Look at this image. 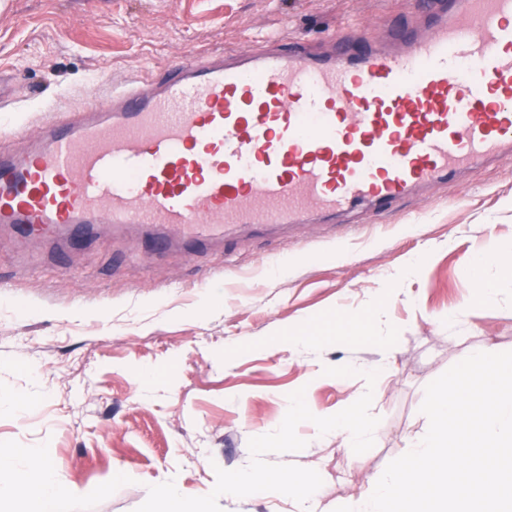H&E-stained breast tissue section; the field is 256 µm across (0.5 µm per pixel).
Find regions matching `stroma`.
Here are the masks:
<instances>
[{
	"label": "stroma",
	"mask_w": 512,
	"mask_h": 512,
	"mask_svg": "<svg viewBox=\"0 0 512 512\" xmlns=\"http://www.w3.org/2000/svg\"><path fill=\"white\" fill-rule=\"evenodd\" d=\"M413 0H0V124L21 125L108 100L113 85L161 77L196 56H231L277 38L322 53L334 38L391 45L427 25ZM104 77L94 86L95 77ZM152 231L101 225L84 239L23 238L0 224V448H32L75 488L65 512H136L149 486L210 493L216 469L251 461L288 396L330 416L360 372L384 364L372 403L378 437L361 457L338 442L274 453L271 464L327 477L342 503L403 455L427 418L426 386L491 342L512 350V275L496 301L473 303L465 265L512 248V159L435 185L388 212L291 230L263 227L195 247L150 248ZM424 259L420 277L388 275ZM469 311H462V304ZM315 345L289 346L334 312ZM391 340L383 351L379 337ZM350 365L353 377L324 375ZM124 468L112 482L115 468Z\"/></svg>",
	"instance_id": "obj_1"
}]
</instances>
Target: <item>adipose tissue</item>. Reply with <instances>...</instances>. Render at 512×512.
<instances>
[{
    "instance_id": "ef3b65f1",
    "label": "adipose tissue",
    "mask_w": 512,
    "mask_h": 512,
    "mask_svg": "<svg viewBox=\"0 0 512 512\" xmlns=\"http://www.w3.org/2000/svg\"><path fill=\"white\" fill-rule=\"evenodd\" d=\"M512 271V249L494 247L463 270L474 289V299L489 302L497 297L495 283L487 269ZM72 490L56 479L52 462L29 448H0V512H61Z\"/></svg>"
}]
</instances>
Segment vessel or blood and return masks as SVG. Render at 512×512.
I'll list each match as a JSON object with an SVG mask.
<instances>
[{
	"label": "vessel or blood",
	"mask_w": 512,
	"mask_h": 512,
	"mask_svg": "<svg viewBox=\"0 0 512 512\" xmlns=\"http://www.w3.org/2000/svg\"><path fill=\"white\" fill-rule=\"evenodd\" d=\"M19 132L29 151L0 152V224L33 237L136 224L196 243L382 211L512 156V0H437L398 52L193 58Z\"/></svg>",
	"instance_id": "vessel-or-blood-1"
}]
</instances>
